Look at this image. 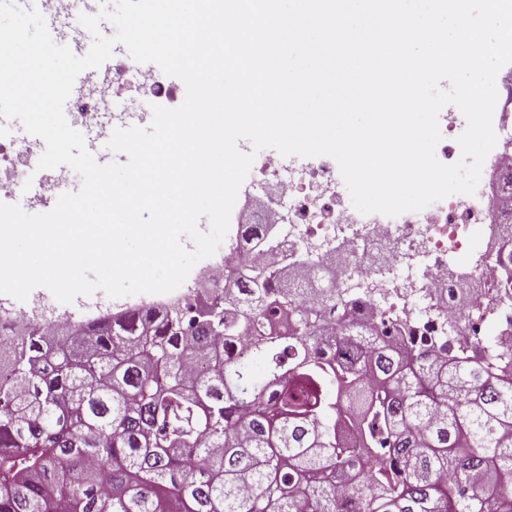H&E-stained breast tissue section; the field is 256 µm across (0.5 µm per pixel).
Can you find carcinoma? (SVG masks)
I'll use <instances>...</instances> for the list:
<instances>
[{
    "mask_svg": "<svg viewBox=\"0 0 512 512\" xmlns=\"http://www.w3.org/2000/svg\"><path fill=\"white\" fill-rule=\"evenodd\" d=\"M263 236L239 225L245 247ZM311 264L264 248L217 293L0 327V512H512L498 316L471 347L447 321L368 323L363 289Z\"/></svg>",
    "mask_w": 512,
    "mask_h": 512,
    "instance_id": "cac0c4a2",
    "label": "carcinoma"
}]
</instances>
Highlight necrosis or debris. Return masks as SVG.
Returning <instances> with one entry per match:
<instances>
[{
  "label": "necrosis or debris",
  "instance_id": "4bbe7bcc",
  "mask_svg": "<svg viewBox=\"0 0 512 512\" xmlns=\"http://www.w3.org/2000/svg\"><path fill=\"white\" fill-rule=\"evenodd\" d=\"M133 88L140 96L137 109L145 115L155 104L179 106L186 94L182 81L126 55L107 72L89 73L72 92L69 124L94 131L96 138L108 137L104 109ZM493 128L497 143L485 160L486 187L471 196L450 195L418 212L396 217L359 213L346 201L339 167L328 156L301 165L279 154L256 156L249 172L251 185L268 199L264 222L287 214L285 248L309 254L314 270L332 269L339 287L369 285L375 270H383L384 288L370 301L373 315L392 312L420 336L429 334L431 323L456 318L464 339L473 341L482 334L483 322L476 314L482 300L476 297L468 306L460 305L448 260L469 246L477 225L497 222L500 177L512 170V99H498ZM40 155L39 140L19 145L0 141L1 197L11 199L17 187L35 177L42 191L29 198V205L55 206L54 188L69 172L38 170Z\"/></svg>",
  "mask_w": 512,
  "mask_h": 512
}]
</instances>
